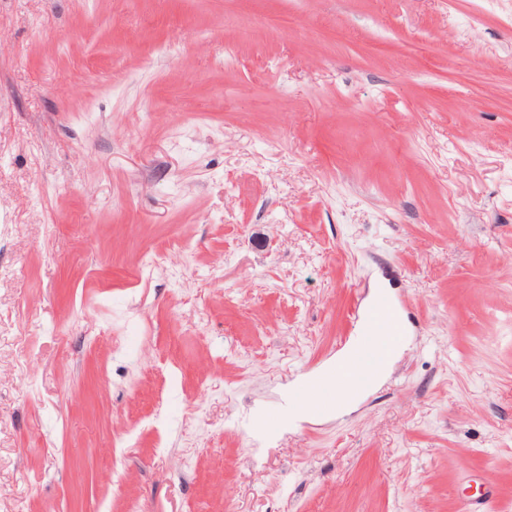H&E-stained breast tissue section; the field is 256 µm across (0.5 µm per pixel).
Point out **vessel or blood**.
<instances>
[{"label":"vessel or blood","mask_w":512,"mask_h":512,"mask_svg":"<svg viewBox=\"0 0 512 512\" xmlns=\"http://www.w3.org/2000/svg\"><path fill=\"white\" fill-rule=\"evenodd\" d=\"M405 330V326L392 314L391 307L385 306L365 314L363 339L351 353L353 363L365 366L364 374L356 378L358 389H366L370 383L367 372L383 363L393 348L394 338Z\"/></svg>","instance_id":"obj_1"}]
</instances>
